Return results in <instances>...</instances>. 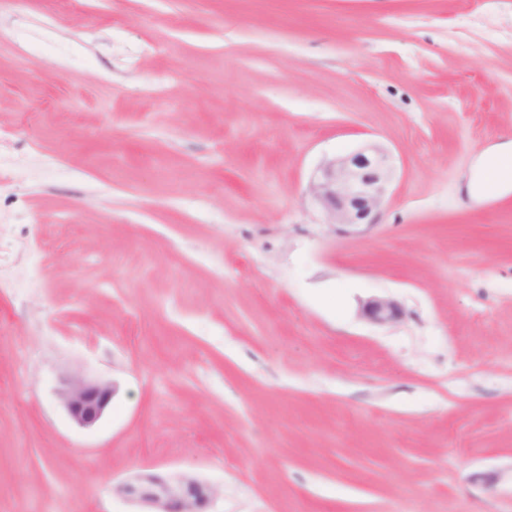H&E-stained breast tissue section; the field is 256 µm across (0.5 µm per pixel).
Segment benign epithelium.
Masks as SVG:
<instances>
[{"label":"benign epithelium","mask_w":512,"mask_h":512,"mask_svg":"<svg viewBox=\"0 0 512 512\" xmlns=\"http://www.w3.org/2000/svg\"><path fill=\"white\" fill-rule=\"evenodd\" d=\"M393 176L391 156L379 145L365 143L323 164L309 182L308 194L326 223L353 233L378 223ZM361 311L377 325L394 322L403 313L397 301L384 297L367 299ZM113 393L112 384L106 381L71 375L64 380L61 398L70 418L91 428L111 405ZM118 491L144 512H203L218 495L216 487L186 475H141L120 484Z\"/></svg>","instance_id":"benign-epithelium-1"}]
</instances>
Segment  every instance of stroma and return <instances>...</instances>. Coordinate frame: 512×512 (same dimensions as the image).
I'll list each match as a JSON object with an SVG mask.
<instances>
[{
    "label": "stroma",
    "mask_w": 512,
    "mask_h": 512,
    "mask_svg": "<svg viewBox=\"0 0 512 512\" xmlns=\"http://www.w3.org/2000/svg\"><path fill=\"white\" fill-rule=\"evenodd\" d=\"M366 141L346 234L307 188ZM511 142L512 0H0V512H512ZM394 176L391 156L375 143L323 164L308 185V194L327 224L353 233L378 224ZM485 181H490L495 189L507 194L512 188V162L509 163L508 147L488 151L480 161ZM362 315L371 323L385 325L399 319L403 313L401 305L384 297L369 298L362 304ZM63 385L64 407L70 418L83 428L95 426L112 403L114 389L109 382L71 375ZM118 491L146 509L137 512H209L201 509L218 495L216 487L186 475H141L120 484Z\"/></svg>",
    "instance_id": "stroma-1"
}]
</instances>
